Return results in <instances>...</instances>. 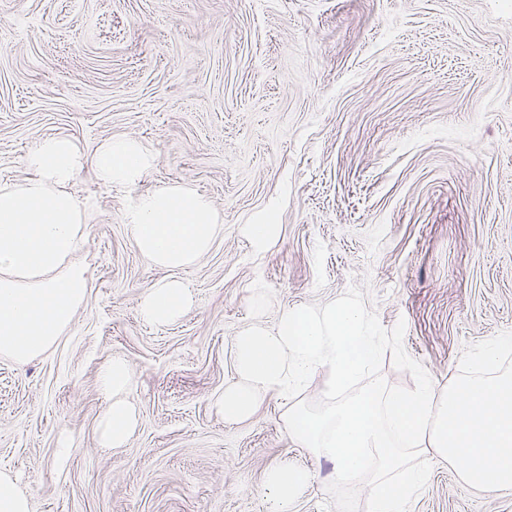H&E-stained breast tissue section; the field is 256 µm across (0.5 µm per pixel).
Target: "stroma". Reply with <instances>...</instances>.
<instances>
[{"label": "stroma", "instance_id": "obj_1", "mask_svg": "<svg viewBox=\"0 0 512 512\" xmlns=\"http://www.w3.org/2000/svg\"><path fill=\"white\" fill-rule=\"evenodd\" d=\"M49 135L88 154L132 137L157 164L128 186L80 174L86 300L47 352L0 355V472L31 512H270L264 476L284 459L313 474L292 512H334L332 464L287 432L293 399L239 423L216 412L235 334L355 284L444 386L468 346L512 332V0H0V183L25 180ZM175 184L224 232L171 273L123 215ZM248 224L277 232L258 249ZM171 274L196 305L150 325L138 303ZM115 356L138 426L106 448L99 375ZM426 459L408 512H512V491Z\"/></svg>", "mask_w": 512, "mask_h": 512}]
</instances>
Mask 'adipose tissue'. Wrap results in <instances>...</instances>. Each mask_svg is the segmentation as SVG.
Returning a JSON list of instances; mask_svg holds the SVG:
<instances>
[{"label": "adipose tissue", "mask_w": 512, "mask_h": 512, "mask_svg": "<svg viewBox=\"0 0 512 512\" xmlns=\"http://www.w3.org/2000/svg\"><path fill=\"white\" fill-rule=\"evenodd\" d=\"M157 162L135 139L107 140L85 154L68 137L40 140L22 159L30 175L0 184V354L25 361L51 348L83 305L85 270L70 258L82 237L86 211L69 188L84 168L107 187L126 186ZM124 222L138 252L154 266L181 269L208 252L224 226L210 202L190 188L172 186L138 197ZM195 304L192 291L175 278L159 280L138 304L154 325L180 320ZM129 362L115 357L101 374L110 404L102 419L104 444L120 448L138 415L128 394ZM310 475L288 462L270 468L263 487L273 512H290Z\"/></svg>", "instance_id": "adipose-tissue-1"}]
</instances>
